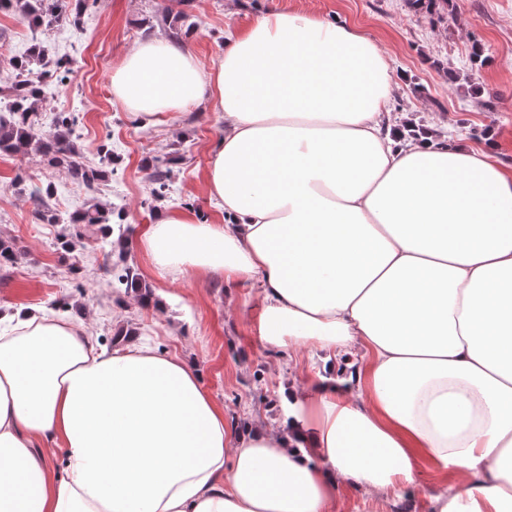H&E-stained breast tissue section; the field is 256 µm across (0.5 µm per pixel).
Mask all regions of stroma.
Masks as SVG:
<instances>
[{"label": "stroma", "instance_id": "35a3bbf8", "mask_svg": "<svg viewBox=\"0 0 512 512\" xmlns=\"http://www.w3.org/2000/svg\"><path fill=\"white\" fill-rule=\"evenodd\" d=\"M183 11L176 47L211 69L224 52L227 31L247 29L257 15L288 10L338 14L379 37L390 52L398 89L389 110L396 126L414 122L430 128L449 146H492L499 163L512 170V0H448L444 18L414 11L407 0H96L79 26L31 30L13 14L0 12V80L9 62L39 42L49 58H68L64 83H50L39 106L37 131L52 135L57 112L75 111L77 163L101 166L99 145L112 150V166L97 195L40 153H0V240L16 259L0 267V312L41 308L86 325L100 344L152 337L160 349L180 355L200 372L205 388L224 405L233 428H285L282 404L290 386L320 370V355L300 348H267L256 331L259 314L250 304V284L218 278L174 280L160 275L140 238L164 211L217 219L203 175L224 133V120L204 106L190 107L177 124L143 126L112 95L113 68L138 43L168 39L161 15ZM486 57L472 64L475 48ZM167 161L173 179L169 197L154 201L147 175ZM52 187L53 209L69 216L91 203L122 206L112 248L86 237L62 248L69 224L37 220L34 189ZM136 270L152 289L150 304L117 288L114 276ZM442 482L421 465L415 486L403 498L378 502L348 490L342 512H433Z\"/></svg>", "mask_w": 512, "mask_h": 512}]
</instances>
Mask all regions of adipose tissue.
I'll use <instances>...</instances> for the list:
<instances>
[{
    "label": "adipose tissue",
    "mask_w": 512,
    "mask_h": 512,
    "mask_svg": "<svg viewBox=\"0 0 512 512\" xmlns=\"http://www.w3.org/2000/svg\"><path fill=\"white\" fill-rule=\"evenodd\" d=\"M395 87L380 40L288 11L228 32L208 71L159 39L122 60L112 93L142 121L224 118L223 219L161 215L140 239L156 269L251 283L265 346L342 367L289 390L287 430L237 432L179 355L14 309L0 512H338L350 486L403 497L423 460L455 479L434 512H512V172L399 138Z\"/></svg>",
    "instance_id": "adipose-tissue-1"
}]
</instances>
